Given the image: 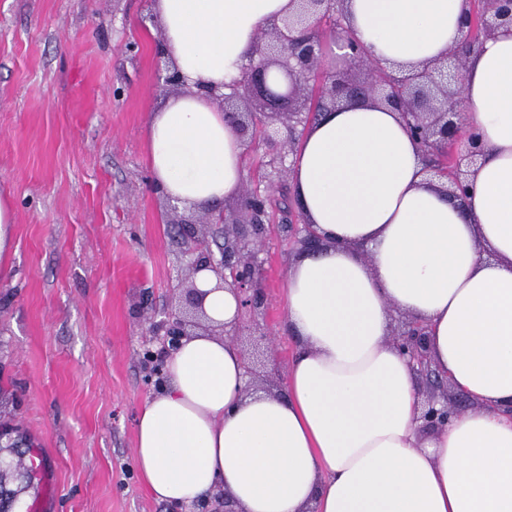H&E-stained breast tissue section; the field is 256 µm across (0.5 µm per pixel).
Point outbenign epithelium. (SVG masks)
<instances>
[{"label":"benign epithelium","instance_id":"7a95c632","mask_svg":"<svg viewBox=\"0 0 512 512\" xmlns=\"http://www.w3.org/2000/svg\"><path fill=\"white\" fill-rule=\"evenodd\" d=\"M344 0H296L293 14L272 24V41L259 42L243 68L240 81L224 94L217 87L203 92L224 111V122L230 125L245 145L255 142L258 129L268 121L283 119L286 137L283 142L267 136L269 168L266 191L243 188L239 209L248 217L240 223L234 213L220 212L209 216L208 225H224V246L214 254L204 225L185 224L186 235L192 242L189 267L192 275L203 270L213 272L219 286L229 290L237 299V318L231 323L212 326L207 322L203 303L205 293L190 281L184 307L152 326L154 333L167 336L166 351H174L185 336L204 329L229 338L243 334L246 324L254 325L250 335L270 346L273 332L258 325L263 316L264 295L260 283L262 268L258 252L272 227L268 211V190L287 176V151L296 144L298 128H308L325 110L323 100L338 103H377L401 113L407 130L422 149L425 169L431 176L446 182L444 191L454 201L468 193V176L481 153L480 136L468 129L463 110L459 67L456 62L442 60L433 65L409 72L393 74L380 62L365 53L352 59L365 71L360 83L331 80L320 81L319 71L326 48L317 36L320 20L343 11ZM512 26V0H469V8L460 20L466 32L462 45L450 50L458 61L478 51L483 42L499 29ZM252 87L265 100L269 111L252 112L239 96V89ZM304 102L282 111L299 93ZM468 148H460L462 142ZM305 252L316 251L323 245L313 226L302 225L298 239ZM392 342L409 358L411 367L425 381L427 391L421 406L422 428L433 431L448 425V419L463 411L468 399L454 391L448 380L431 368L426 327L413 319L400 321Z\"/></svg>","mask_w":512,"mask_h":512}]
</instances>
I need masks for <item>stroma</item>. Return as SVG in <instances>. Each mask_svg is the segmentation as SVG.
Listing matches in <instances>:
<instances>
[{
    "mask_svg": "<svg viewBox=\"0 0 512 512\" xmlns=\"http://www.w3.org/2000/svg\"><path fill=\"white\" fill-rule=\"evenodd\" d=\"M162 31L150 0H0V198L15 224L0 257V422L43 460L25 503L44 512H172L142 485L135 425L159 391L150 321L178 308L192 243L147 160ZM290 181L270 193L259 259L275 334L256 388L283 390Z\"/></svg>",
    "mask_w": 512,
    "mask_h": 512,
    "instance_id": "stroma-1",
    "label": "stroma"
}]
</instances>
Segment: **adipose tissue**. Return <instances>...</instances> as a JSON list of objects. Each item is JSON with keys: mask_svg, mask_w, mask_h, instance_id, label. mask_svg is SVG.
I'll list each match as a JSON object with an SVG mask.
<instances>
[{"mask_svg": "<svg viewBox=\"0 0 512 512\" xmlns=\"http://www.w3.org/2000/svg\"><path fill=\"white\" fill-rule=\"evenodd\" d=\"M290 2L153 0L186 90L149 117V167L178 204L237 197L245 148L200 89L240 80ZM466 8L344 3L349 33L406 71L447 56ZM462 93L483 153L461 206L394 109L341 104L307 129L292 180L325 246L288 270L285 391L245 392L234 341L183 338L136 425L135 467L158 501L221 489L238 512H512V27L467 57ZM196 285L209 318L236 316L211 272ZM398 312L427 324L433 370L476 403L445 429L421 428L422 386L389 340Z\"/></svg>", "mask_w": 512, "mask_h": 512, "instance_id": "1", "label": "adipose tissue"}]
</instances>
